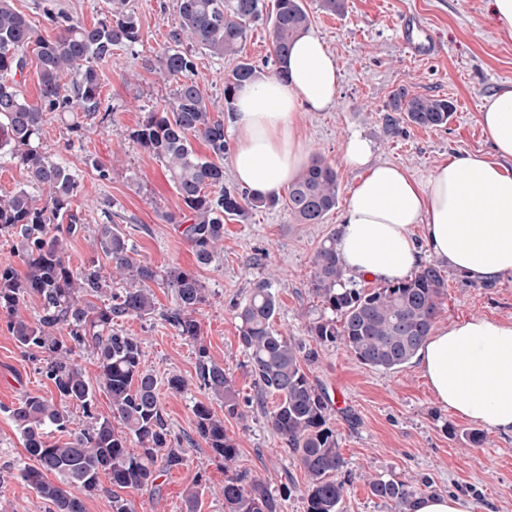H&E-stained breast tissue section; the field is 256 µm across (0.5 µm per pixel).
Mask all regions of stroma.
<instances>
[{"mask_svg": "<svg viewBox=\"0 0 512 512\" xmlns=\"http://www.w3.org/2000/svg\"><path fill=\"white\" fill-rule=\"evenodd\" d=\"M40 34L57 30L45 11L56 8L84 24L109 11L108 0H12ZM310 27L324 39L339 70L336 106L329 112H305L300 126L310 158H322L336 170L338 200L319 224H300L284 206L250 212L247 220L224 222L223 249L209 266H197L176 227L162 214L181 206L160 161L124 139L126 130L146 114L170 105L173 84L163 70H146L142 60L170 44L178 21L176 0H131L141 26V41L118 47L100 65L104 121L87 124L81 145L72 147L65 125L48 120L42 147L75 171L81 181L77 206L88 230L112 219L128 235L137 259L154 266H180L196 271L209 298L196 318L211 357L223 365L241 398L250 402L243 417L225 418L224 429L239 450L236 472L265 482L271 490L290 487L282 512H306L307 478L268 423L278 396L254 404V378L239 343L235 306L254 284L269 281L279 301L274 326L284 336L307 341L308 325L325 316L321 300L310 288L314 255L336 232L357 173L342 160L343 146L356 133L374 146L375 160L403 167L425 180L445 159L490 152L480 123L486 97L512 86V36L502 31L491 0H346L340 14L325 12L320 0H304ZM413 16L428 29L437 51L431 56L409 52L403 44L402 21ZM241 58L263 75L275 74L268 28H250ZM238 58V59H241ZM238 59L201 53L194 81L212 103L216 117L224 110V82ZM452 102L454 113L444 126L421 128L398 121L389 129L390 98L398 89ZM101 161L108 179H100L91 160ZM438 326L466 317L512 321V277L483 285L447 271ZM158 313L129 318L121 328L141 344L142 363L159 380L160 401L172 432L192 438L183 467L160 476L156 488L123 490L134 512H185L184 493L201 481L200 512H224V462L203 441L194 440L193 406L205 396L196 383V347L160 317L173 307L170 290L155 291ZM39 363L24 355L0 314V512H50L51 506L19 477L29 459L20 432L6 410L28 395L49 396L54 389L38 371ZM306 371L325 387L334 405L330 421L346 462V490L341 512H389L372 496L369 479L384 474L405 481L429 480L431 492L467 498L473 512H512V437L487 432L485 443L471 447L462 433L470 421L442 407L416 363L396 371L360 364L344 346L322 347ZM182 376L186 391L172 393L171 375Z\"/></svg>", "mask_w": 512, "mask_h": 512, "instance_id": "stroma-1", "label": "stroma"}]
</instances>
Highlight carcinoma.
<instances>
[{"label":"carcinoma","mask_w":512,"mask_h":512,"mask_svg":"<svg viewBox=\"0 0 512 512\" xmlns=\"http://www.w3.org/2000/svg\"><path fill=\"white\" fill-rule=\"evenodd\" d=\"M109 15L86 26L68 13L48 9L47 19L58 29L48 39L37 34L27 16L0 0V157L19 163L30 187L0 194V232L14 237L25 265L19 274L11 265L0 266V314L16 345L31 357L41 356V374L56 396H27L8 409L24 441L30 464L20 478L52 505L51 512H85L84 498L100 491V474L119 490L151 489L163 472L185 463L181 439L164 419L158 380L141 362L137 338L119 329V322L145 318L156 311L153 286L173 292L174 307L162 314L179 335L197 344L198 388L219 401L224 414L241 417L240 396L224 366L216 363L199 343V306L207 289L193 271L180 267L159 269L134 257V248L117 224H99L93 241L112 263L104 273L95 260L72 268L66 241L85 232L73 201L78 175L42 150L41 135L50 115L70 121L67 129L82 138L84 122L95 120L101 107L99 63L112 57V48L140 42L139 19L129 0H110ZM178 26L169 33L173 46L156 59L174 82L171 107L149 112L125 138L158 159L169 173L183 213L162 220L176 225L200 267L212 264L224 242V219H245L253 210L280 203L300 224H320L337 203V173L316 158L288 187V197H262L224 182V120L210 110V101L192 79L196 51L224 58L241 53L250 24L263 21L272 37L276 74L293 42L304 33L310 16L303 0H177ZM36 46L39 96L30 101L16 75L27 66V49ZM258 77L256 67L240 62L225 81L224 102L234 111L237 88ZM390 108L402 119L424 128L448 123L453 105L446 99L412 95L397 90ZM84 121H78V118ZM207 143L216 160L199 157L191 139ZM108 303L99 307L90 298L112 288ZM312 292L333 314L309 324L307 336L319 346L342 344L361 364L377 370L405 367L423 347L440 312L446 276L437 263L420 266L404 279L373 288H359L347 275L330 235L313 258ZM35 296L40 310L32 319L20 314L26 299ZM277 299L270 282L259 281L236 306L239 343L248 355L257 385V400L275 394L279 402L269 414L272 430L307 476L306 512H340L345 482L344 466L329 422L331 399L313 383L305 365L317 351L305 349L274 328ZM90 352L99 364V379L92 384L79 363ZM111 400L112 418L94 416L96 393ZM78 405L92 423L81 426L70 414ZM195 433L224 460L237 459L238 449L224 431V418L202 402L194 405ZM67 433L61 442L48 444L45 430ZM136 443L140 453L128 451ZM56 481H51L48 475ZM371 494L389 512H415L428 483L413 484L395 477L377 476L369 482ZM289 487L273 492L259 479L234 474L224 481V512H282Z\"/></svg>","instance_id":"cac0c4a2"}]
</instances>
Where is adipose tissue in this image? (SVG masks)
I'll return each instance as SVG.
<instances>
[{
    "mask_svg": "<svg viewBox=\"0 0 512 512\" xmlns=\"http://www.w3.org/2000/svg\"><path fill=\"white\" fill-rule=\"evenodd\" d=\"M287 67V77L245 84L231 116L234 177L255 194H280L306 166L301 113L336 104V59L317 31L296 40ZM481 123L492 154L450 157L423 182L374 161L372 145L359 135L348 137L343 160L362 172L337 232L348 271L393 280L413 270L426 251L478 283L512 276V88L486 99ZM417 226L424 231L419 239ZM417 362L448 410L512 435V322L458 320L431 334Z\"/></svg>",
    "mask_w": 512,
    "mask_h": 512,
    "instance_id": "obj_1",
    "label": "adipose tissue"
}]
</instances>
